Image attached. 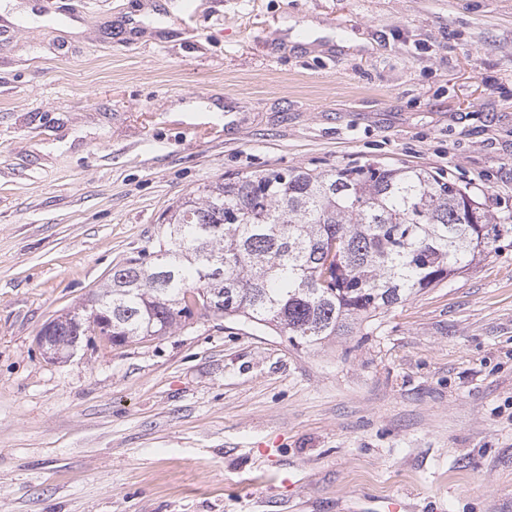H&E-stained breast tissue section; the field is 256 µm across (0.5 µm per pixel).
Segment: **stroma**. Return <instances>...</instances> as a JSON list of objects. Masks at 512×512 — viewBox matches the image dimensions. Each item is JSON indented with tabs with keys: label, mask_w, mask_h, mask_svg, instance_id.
I'll use <instances>...</instances> for the list:
<instances>
[{
	"label": "stroma",
	"mask_w": 512,
	"mask_h": 512,
	"mask_svg": "<svg viewBox=\"0 0 512 512\" xmlns=\"http://www.w3.org/2000/svg\"><path fill=\"white\" fill-rule=\"evenodd\" d=\"M0 42V512H512V246L350 336L42 326L199 187L381 161L512 213V0H29ZM277 30L274 42L261 24Z\"/></svg>",
	"instance_id": "35a3bbf8"
}]
</instances>
